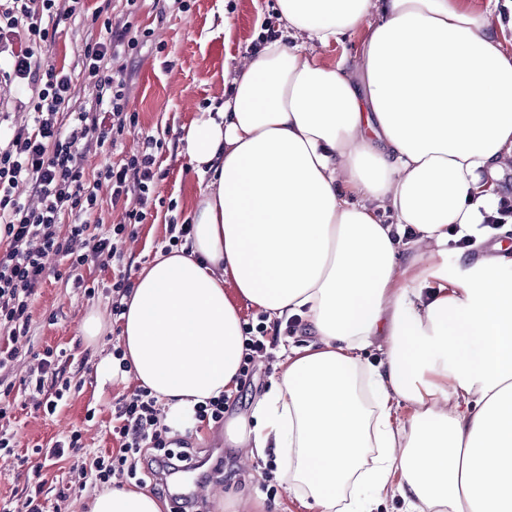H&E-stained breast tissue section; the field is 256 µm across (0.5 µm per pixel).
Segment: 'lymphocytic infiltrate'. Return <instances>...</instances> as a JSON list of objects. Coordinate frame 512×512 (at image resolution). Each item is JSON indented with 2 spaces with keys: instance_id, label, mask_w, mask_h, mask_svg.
I'll return each mask as SVG.
<instances>
[{
  "instance_id": "obj_1",
  "label": "lymphocytic infiltrate",
  "mask_w": 512,
  "mask_h": 512,
  "mask_svg": "<svg viewBox=\"0 0 512 512\" xmlns=\"http://www.w3.org/2000/svg\"><path fill=\"white\" fill-rule=\"evenodd\" d=\"M55 0H0V42L18 43L11 54L10 74L26 93L30 120L8 127L0 137V368L18 357L14 342L29 332L34 297L46 277L45 259L55 255L69 262L76 286H83L79 271L90 265L120 263L112 243L128 225L142 223L144 208L158 175L155 170L154 137H146L138 155L120 166H106L99 180L85 176L83 157L95 147L114 151L136 126L135 116L125 110L124 82L110 74V59L129 54L139 45L129 27L104 20L103 36L83 51V80L94 84L97 94L88 109L70 113L60 121L58 110L72 94L69 74L46 66L43 49L56 39L50 25ZM135 180L141 195L136 208L127 212V224L115 225L112 235H89V219L98 207V189L108 183L113 202H120L128 180ZM29 183L37 205L16 195L19 183ZM69 228H62L64 217ZM58 353L46 349L41 360L36 390H47L45 414H54L70 391V380L58 366ZM169 429L157 414L156 399L144 388L123 399L112 412V439L116 450L99 457L95 478L108 483L111 475L142 473L156 476L157 494L165 488L159 477L167 471L192 464L190 449L173 450Z\"/></svg>"
}]
</instances>
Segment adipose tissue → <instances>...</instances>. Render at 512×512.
I'll return each instance as SVG.
<instances>
[{"label":"adipose tissue","instance_id":"ef3b65f1","mask_svg":"<svg viewBox=\"0 0 512 512\" xmlns=\"http://www.w3.org/2000/svg\"><path fill=\"white\" fill-rule=\"evenodd\" d=\"M273 10L284 36L225 68L180 137L191 246L140 268L98 379L129 370L182 433L238 386L236 298L299 315L316 341L285 354L237 447L273 450L312 512H372L392 490L406 512H512V253L460 278L439 262L449 225L496 215L512 167V0ZM360 30L353 68L317 62ZM91 512L162 507L120 486Z\"/></svg>","mask_w":512,"mask_h":512}]
</instances>
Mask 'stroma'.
Returning a JSON list of instances; mask_svg holds the SVG:
<instances>
[{"mask_svg":"<svg viewBox=\"0 0 512 512\" xmlns=\"http://www.w3.org/2000/svg\"><path fill=\"white\" fill-rule=\"evenodd\" d=\"M98 10L144 37L134 56L109 64L125 81V109L137 114L138 126L126 136L120 151H87L85 175L94 180L106 165L125 163L140 151L144 137L151 136L161 142L156 153L160 178L147 217L137 225L134 236L113 239L124 255L122 269H82L94 295L69 283L67 261L57 257L47 261L49 276L34 300L30 333L18 340L19 357L14 365L0 371V382L14 387L11 409L0 420V428L17 445L15 454L0 451V505H9L12 512H18L27 494L28 471L36 468L45 476L43 496L49 512H89V503L100 489L90 474L93 462L102 450L113 446L112 409L138 383L132 376L118 375L99 385L94 368L102 354L96 345L77 336L76 324L92 311L106 315L110 328L105 338L110 349L119 348L121 321L112 314V285L118 273L135 277L159 248L168 246L170 224L184 223L199 192L200 179L180 154L182 129L196 118L200 107L223 97L225 67L253 46L259 24L273 17L270 0H85L80 13L72 11L71 0H56L58 33L44 55L56 69L75 77L71 99L62 107L66 113L89 106L96 94L78 74L84 46L101 35L100 24L91 20L92 12ZM223 14L232 21L224 34L217 29ZM312 341L307 331L292 335L286 325H278L270 357L256 359L253 385L244 389L241 403L225 413V420L251 414L278 371L283 349L304 347ZM48 347L61 351L59 365L71 381L65 404L51 416L38 409L40 396L26 384L29 372L38 366L39 352ZM76 431L83 444L78 455L49 460L34 454V447L69 438ZM188 439L205 455L224 461L218 477H205L199 488L202 501L190 503L189 512H311L307 500L289 490L288 473L278 469L274 455L242 465L241 449L225 446L220 426L189 434ZM25 453L30 456L29 464L22 467L17 458Z\"/></svg>","mask_w":512,"mask_h":512,"instance_id":"1","label":"stroma"}]
</instances>
